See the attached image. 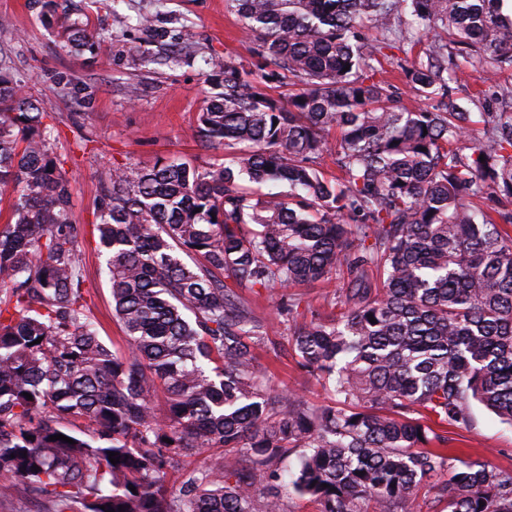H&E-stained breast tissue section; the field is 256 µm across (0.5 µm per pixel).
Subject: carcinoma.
Instances as JSON below:
<instances>
[{"label": "carcinoma", "instance_id": "cac0c4a2", "mask_svg": "<svg viewBox=\"0 0 512 512\" xmlns=\"http://www.w3.org/2000/svg\"><path fill=\"white\" fill-rule=\"evenodd\" d=\"M500 3L225 0L251 58H211L219 92L196 135L248 150L99 177L91 233L125 355L91 316L86 228L47 113L0 67V190L15 193L0 229V503L21 492L43 512H283L286 481L319 512H407L424 485L442 512H512V470H451L431 447L447 441L436 428L471 425L474 401L512 424V81L496 85L498 111L478 114L484 91L464 105L448 84L459 55L490 80L512 71ZM55 26L70 52L92 41L65 11ZM386 57L413 103L375 80ZM59 85L90 107V87ZM334 275L347 276L336 317L299 324L296 298L280 312L300 367L336 402L272 392L253 356L268 328L236 289ZM205 448L223 452L169 494L178 458ZM285 448L301 449L287 478L274 469Z\"/></svg>", "mask_w": 512, "mask_h": 512}]
</instances>
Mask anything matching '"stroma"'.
Listing matches in <instances>:
<instances>
[{"mask_svg": "<svg viewBox=\"0 0 512 512\" xmlns=\"http://www.w3.org/2000/svg\"><path fill=\"white\" fill-rule=\"evenodd\" d=\"M73 19L89 22L95 47L80 53L63 48L45 0H0V57L10 63L25 93L42 101L53 126L54 152L69 180L75 223L95 221L94 197L101 172L117 166H148L157 157L176 154L199 165L224 162V149L204 146L195 135L196 116L213 91L207 61L249 59L251 43L225 0H57ZM125 22L115 25L114 15ZM195 42L185 47L183 36ZM89 83L96 89L92 108L80 110L59 99V78ZM140 93L129 99L128 84ZM83 111L82 126L68 113ZM83 265L88 304L101 338L127 352L124 333L112 312V296L104 273L105 257L94 239L84 244ZM342 279L332 278L294 288L239 289L257 315L274 322L269 344L254 352L264 384L295 393L314 404L334 401L331 391L309 379L298 365L282 299L300 301L303 321L336 315ZM470 428L448 427L451 456L512 469V425L481 405H474Z\"/></svg>", "mask_w": 512, "mask_h": 512, "instance_id": "1", "label": "stroma"}]
</instances>
